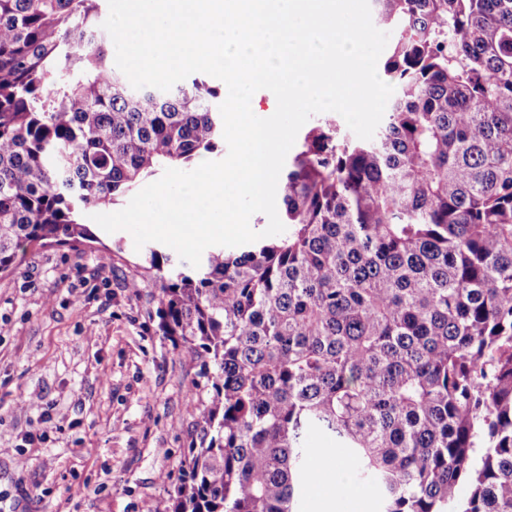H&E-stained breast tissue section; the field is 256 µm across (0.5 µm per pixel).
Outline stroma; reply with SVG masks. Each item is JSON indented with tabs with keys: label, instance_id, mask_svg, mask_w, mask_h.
I'll list each match as a JSON object with an SVG mask.
<instances>
[{
	"label": "stroma",
	"instance_id": "1",
	"mask_svg": "<svg viewBox=\"0 0 512 512\" xmlns=\"http://www.w3.org/2000/svg\"><path fill=\"white\" fill-rule=\"evenodd\" d=\"M29 248L0 274V512H141L166 496L195 429L198 367L131 288L129 232ZM110 265L99 268L103 247ZM308 489L297 512H380L376 486Z\"/></svg>",
	"mask_w": 512,
	"mask_h": 512
}]
</instances>
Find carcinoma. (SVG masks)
Masks as SVG:
<instances>
[{"mask_svg":"<svg viewBox=\"0 0 512 512\" xmlns=\"http://www.w3.org/2000/svg\"><path fill=\"white\" fill-rule=\"evenodd\" d=\"M101 2L0 0V273L94 241L80 210L223 140L203 79L136 90L112 67ZM370 9L394 33L376 136L318 120L284 233L197 268L151 247L130 280L204 379L164 512H295L311 430L383 512H512V0Z\"/></svg>","mask_w":512,"mask_h":512,"instance_id":"cac0c4a2","label":"carcinoma"}]
</instances>
